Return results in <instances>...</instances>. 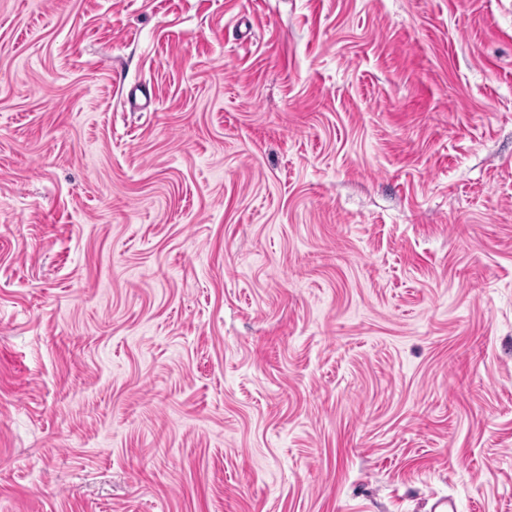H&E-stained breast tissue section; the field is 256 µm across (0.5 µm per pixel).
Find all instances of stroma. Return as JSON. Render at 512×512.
I'll list each match as a JSON object with an SVG mask.
<instances>
[{
    "label": "stroma",
    "mask_w": 512,
    "mask_h": 512,
    "mask_svg": "<svg viewBox=\"0 0 512 512\" xmlns=\"http://www.w3.org/2000/svg\"><path fill=\"white\" fill-rule=\"evenodd\" d=\"M512 512V0H0V512Z\"/></svg>",
    "instance_id": "stroma-1"
}]
</instances>
